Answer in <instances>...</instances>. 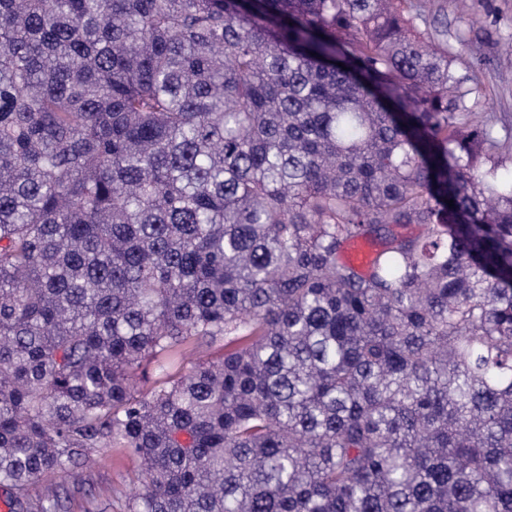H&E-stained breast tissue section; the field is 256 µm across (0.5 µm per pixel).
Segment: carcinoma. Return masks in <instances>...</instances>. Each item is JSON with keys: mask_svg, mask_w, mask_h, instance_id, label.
<instances>
[{"mask_svg": "<svg viewBox=\"0 0 512 512\" xmlns=\"http://www.w3.org/2000/svg\"><path fill=\"white\" fill-rule=\"evenodd\" d=\"M441 11L0 0L9 512L107 447L129 512H512V131Z\"/></svg>", "mask_w": 512, "mask_h": 512, "instance_id": "obj_1", "label": "carcinoma"}]
</instances>
